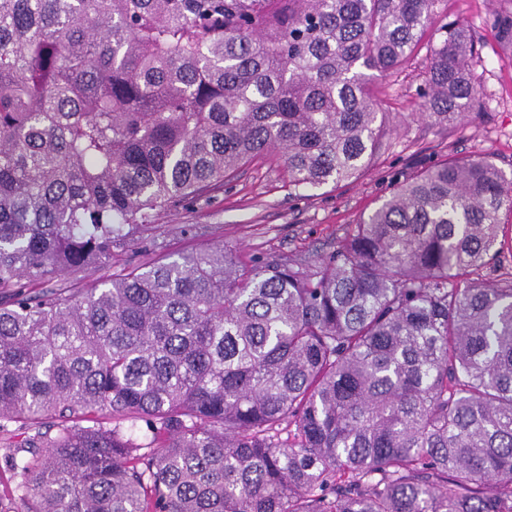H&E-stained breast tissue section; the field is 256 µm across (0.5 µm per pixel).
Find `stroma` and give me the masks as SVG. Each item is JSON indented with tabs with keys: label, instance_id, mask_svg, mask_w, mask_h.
I'll use <instances>...</instances> for the list:
<instances>
[{
	"label": "stroma",
	"instance_id": "35a3bbf8",
	"mask_svg": "<svg viewBox=\"0 0 512 512\" xmlns=\"http://www.w3.org/2000/svg\"><path fill=\"white\" fill-rule=\"evenodd\" d=\"M437 9L447 20H464L478 42L475 111L445 130L425 118L416 94L423 60L415 58L400 74L374 78L391 131L357 179L298 192L277 154L257 157L222 189L159 213L156 253L222 242L247 259L315 258L332 251L348 225L359 223L397 182L444 156L487 157L512 178V43L493 23L495 14L512 12V0H439Z\"/></svg>",
	"mask_w": 512,
	"mask_h": 512
}]
</instances>
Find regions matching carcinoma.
I'll use <instances>...</instances> for the list:
<instances>
[{
	"label": "carcinoma",
	"mask_w": 512,
	"mask_h": 512,
	"mask_svg": "<svg viewBox=\"0 0 512 512\" xmlns=\"http://www.w3.org/2000/svg\"><path fill=\"white\" fill-rule=\"evenodd\" d=\"M438 0H0V433L12 512H512V179L447 156L324 257L223 243L30 291L153 237L275 152L362 174L369 84L421 49L479 102ZM431 36H426V33Z\"/></svg>",
	"instance_id": "cac0c4a2"
}]
</instances>
